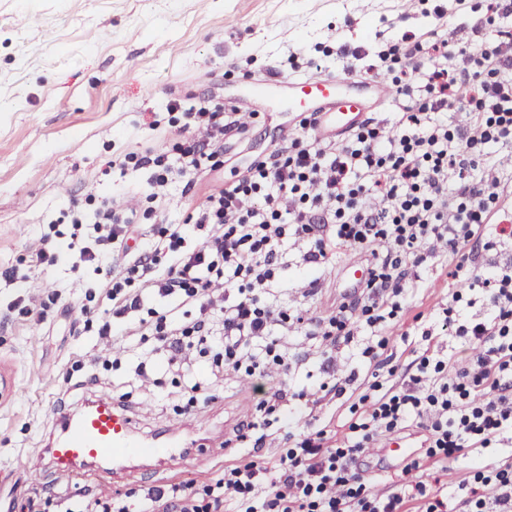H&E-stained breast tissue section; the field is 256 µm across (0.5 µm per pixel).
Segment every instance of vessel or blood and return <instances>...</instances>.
Returning a JSON list of instances; mask_svg holds the SVG:
<instances>
[{
    "instance_id": "vessel-or-blood-1",
    "label": "vessel or blood",
    "mask_w": 512,
    "mask_h": 512,
    "mask_svg": "<svg viewBox=\"0 0 512 512\" xmlns=\"http://www.w3.org/2000/svg\"><path fill=\"white\" fill-rule=\"evenodd\" d=\"M394 98L393 89L381 78H361L348 74L321 73L306 77L271 73L261 79L246 81L238 94L225 98V109L319 115L317 137H342L363 120L369 109L386 110ZM342 286L347 295L359 294L368 279L363 263L351 261L341 270ZM66 427L49 450L53 471L71 475L96 468L103 477L113 474L114 464L141 456L148 446L135 431L131 416L108 394H100L75 415L66 417ZM418 442L403 435L386 440L380 460L415 455Z\"/></svg>"
}]
</instances>
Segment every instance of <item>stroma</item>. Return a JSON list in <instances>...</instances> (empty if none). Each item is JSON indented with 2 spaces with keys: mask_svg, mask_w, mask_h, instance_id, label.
<instances>
[{
  "mask_svg": "<svg viewBox=\"0 0 512 512\" xmlns=\"http://www.w3.org/2000/svg\"><path fill=\"white\" fill-rule=\"evenodd\" d=\"M472 4L462 24L448 27L423 14L417 0H0V268L30 263L52 226L59 232L52 245L66 249L72 201L147 191L148 169L110 170L106 164L177 140L180 123L166 110L169 100L231 91L248 72L256 78L290 75L287 56L318 43L332 50L323 72L349 73L366 69L381 46L407 30L436 29L449 42L471 46L493 40L494 32L476 33L484 4ZM278 138L264 121L247 134L225 136L230 165L197 175L189 189L173 183L169 221L182 223L206 192L232 179L233 164L268 152ZM338 274L335 267L319 271L322 288L306 297V271L289 267L277 298L304 317L322 316L342 298ZM30 275L37 286L58 283L63 291L61 298H45L42 319H12L7 306L17 291L0 288V371H10L17 385L15 395L0 400V472L16 480L26 479L49 431L59 429V401L84 402L86 393L70 372L97 352L95 336L80 332L84 287L95 282L94 272L66 258L47 269L32 267ZM423 278L406 313L385 331L392 361L402 367L411 362V349H426L422 332L436 327L448 299L444 270L430 269ZM281 342L288 349V375L231 376L206 386L197 404L182 409L170 399L168 381L153 398H130L127 412L141 432L181 424L186 442L214 451L204 462L187 455L168 482H202L245 457L237 425L275 388L327 381L313 340L297 334ZM354 401L348 393L330 396L312 414L280 405L269 417L272 442L263 461H274L291 428H322L343 440ZM156 466L153 460L125 462L122 479L106 484L91 472L61 478L46 469L42 477L74 494H122L148 487Z\"/></svg>",
  "mask_w": 512,
  "mask_h": 512,
  "instance_id": "stroma-1",
  "label": "stroma"
}]
</instances>
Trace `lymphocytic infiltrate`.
Wrapping results in <instances>:
<instances>
[{
    "instance_id": "obj_1",
    "label": "lymphocytic infiltrate",
    "mask_w": 512,
    "mask_h": 512,
    "mask_svg": "<svg viewBox=\"0 0 512 512\" xmlns=\"http://www.w3.org/2000/svg\"><path fill=\"white\" fill-rule=\"evenodd\" d=\"M482 24L500 38L476 51L431 32L403 33L377 53L380 71L396 55L407 61L389 126L369 119L347 138L317 139L313 116L297 118L281 146L247 161L180 224L166 221L169 185L223 167L227 132L246 128L221 103L170 100L168 111L186 121L171 149L141 157L150 169L145 201L108 198L94 215L76 204L68 213L75 262L99 275L111 304L100 344L114 335L154 338L165 352L162 370L181 373L185 391H201L193 374L201 365L214 381L288 370L278 334L300 324L334 346L369 330L363 356L395 376L379 357L383 333L408 309L429 262L453 267L442 328L467 338L472 355H422L399 385L374 381L343 445L322 428L289 432L273 466L252 460L201 484L148 488L133 502L24 483L12 512H40L45 499L60 512H224L228 500L236 512H448L445 489L418 481L386 494L365 478L361 457L412 425L427 446L404 473L465 463L471 476L458 485L461 512H512V466L477 462L512 446V263H476L477 250L512 237V171L501 156L512 149V0H489ZM452 112L463 113L460 124L449 125ZM145 222L157 224L156 238L116 262V247ZM291 241L311 273L354 252L370 269L365 289L325 316L291 317L275 295ZM467 292L484 310L461 321L457 305ZM186 305L195 317L183 313Z\"/></svg>"
}]
</instances>
